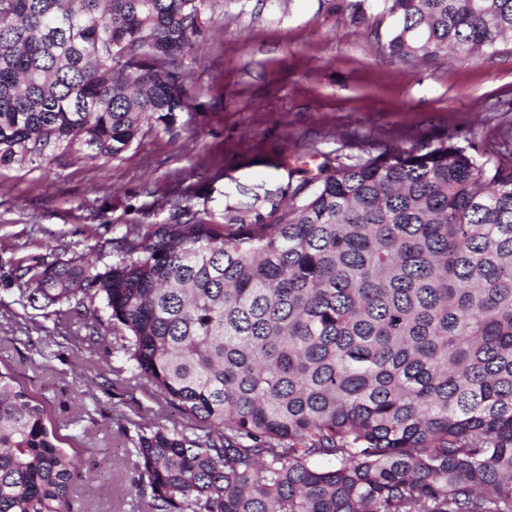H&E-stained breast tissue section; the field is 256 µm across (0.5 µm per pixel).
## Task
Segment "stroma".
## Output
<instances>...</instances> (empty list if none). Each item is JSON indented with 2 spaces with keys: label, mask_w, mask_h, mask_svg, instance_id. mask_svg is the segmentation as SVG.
Returning <instances> with one entry per match:
<instances>
[{
  "label": "stroma",
  "mask_w": 512,
  "mask_h": 512,
  "mask_svg": "<svg viewBox=\"0 0 512 512\" xmlns=\"http://www.w3.org/2000/svg\"><path fill=\"white\" fill-rule=\"evenodd\" d=\"M223 0L187 60L197 95L171 131H152L118 159L56 151L35 168H0V369L48 413L58 444L92 471L72 512H151L134 444L156 427L200 430L138 379L118 331L88 342L80 324L22 306L18 260L93 247L125 250L128 225L171 221L155 196L274 185L289 172L394 146L448 141L481 161L512 160V43L470 61L403 63L382 49L381 0Z\"/></svg>",
  "instance_id": "35a3bbf8"
}]
</instances>
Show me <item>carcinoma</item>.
<instances>
[{
  "label": "carcinoma",
  "instance_id": "1",
  "mask_svg": "<svg viewBox=\"0 0 512 512\" xmlns=\"http://www.w3.org/2000/svg\"><path fill=\"white\" fill-rule=\"evenodd\" d=\"M220 2L0 0V167L172 127ZM382 17L401 62L512 39V0ZM221 196L224 223L135 226L102 269L17 263L30 305L124 327L138 376L206 429L138 434L153 512H512V164L442 141ZM47 421L0 370V512H71L83 474Z\"/></svg>",
  "mask_w": 512,
  "mask_h": 512
}]
</instances>
